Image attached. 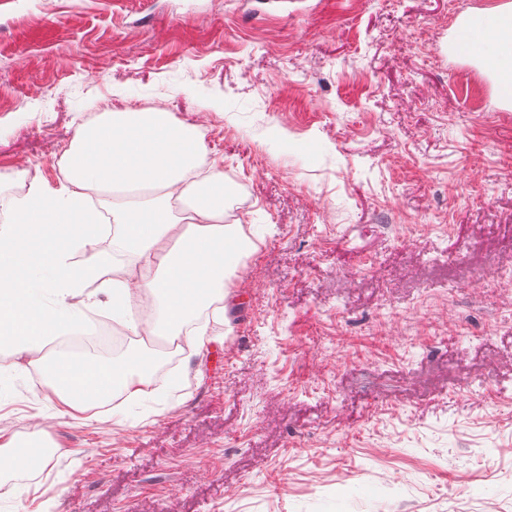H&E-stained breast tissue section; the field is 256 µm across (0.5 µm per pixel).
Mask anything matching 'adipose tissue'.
I'll return each mask as SVG.
<instances>
[{"label": "adipose tissue", "mask_w": 512, "mask_h": 512, "mask_svg": "<svg viewBox=\"0 0 512 512\" xmlns=\"http://www.w3.org/2000/svg\"><path fill=\"white\" fill-rule=\"evenodd\" d=\"M467 45L512 94V0L465 19ZM68 186L59 195L35 192L0 224V341L16 354L41 351L83 321L77 296L104 280L112 318L133 334L182 338L189 351L203 347L202 329L186 327L223 299L227 273L247 251L239 225L224 221V173L209 162L197 127L163 112H109L79 127L63 159ZM112 213L105 229L99 209ZM182 203L173 214V203ZM111 239V253L97 245ZM137 265L132 280L109 279V261ZM151 298L154 317L130 320L135 299ZM148 358L92 363L80 354L54 356L47 385L68 414L112 397L147 392Z\"/></svg>", "instance_id": "1"}]
</instances>
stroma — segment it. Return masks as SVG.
I'll return each instance as SVG.
<instances>
[{
  "label": "stroma",
  "instance_id": "stroma-1",
  "mask_svg": "<svg viewBox=\"0 0 512 512\" xmlns=\"http://www.w3.org/2000/svg\"><path fill=\"white\" fill-rule=\"evenodd\" d=\"M506 0H0V202L107 112L199 126L253 250L200 353L64 415L0 346V512H512V102L458 42ZM18 448H29L20 451ZM40 443L31 441L30 444H16L13 440L0 444V466L10 468L43 469L50 460V456L43 451Z\"/></svg>",
  "mask_w": 512,
  "mask_h": 512
}]
</instances>
